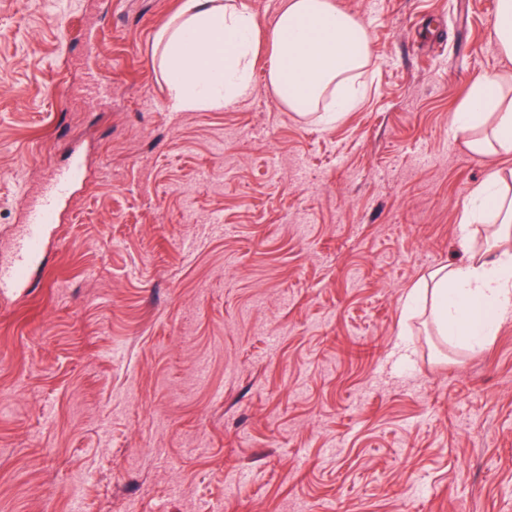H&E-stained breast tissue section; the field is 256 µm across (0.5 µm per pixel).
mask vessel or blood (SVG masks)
I'll return each mask as SVG.
<instances>
[{
    "instance_id": "1",
    "label": "vessel or blood",
    "mask_w": 512,
    "mask_h": 512,
    "mask_svg": "<svg viewBox=\"0 0 512 512\" xmlns=\"http://www.w3.org/2000/svg\"><path fill=\"white\" fill-rule=\"evenodd\" d=\"M81 167V158H74L71 166L57 175L41 197L29 203L23 229L14 239L13 257L9 263L0 264L1 291L30 286L42 255L48 227L53 224L61 204L68 197Z\"/></svg>"
}]
</instances>
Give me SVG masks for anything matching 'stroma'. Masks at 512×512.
Here are the masks:
<instances>
[{"label":"stroma","mask_w":512,"mask_h":512,"mask_svg":"<svg viewBox=\"0 0 512 512\" xmlns=\"http://www.w3.org/2000/svg\"><path fill=\"white\" fill-rule=\"evenodd\" d=\"M370 36L332 124L256 89L169 105L180 0H0V262L80 155L35 287L0 293V512H512V321L409 292L485 250L452 116L512 70L497 0H338ZM492 28L500 54L512 60V0H498Z\"/></svg>","instance_id":"1"}]
</instances>
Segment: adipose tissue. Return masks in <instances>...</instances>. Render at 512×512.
I'll return each instance as SVG.
<instances>
[{
    "mask_svg": "<svg viewBox=\"0 0 512 512\" xmlns=\"http://www.w3.org/2000/svg\"><path fill=\"white\" fill-rule=\"evenodd\" d=\"M274 63L269 83L280 103L307 117L335 122L358 101L370 62L367 30L334 0H285L274 28L261 33L246 0H182L160 27L156 44L172 111L222 110L255 91L252 65L260 40ZM512 85L508 76L481 77L455 113L471 150L512 152ZM490 212L512 223V195L491 170L460 216L461 225ZM432 317L440 336L482 343L512 317V251L493 260L439 268L430 276Z\"/></svg>",
    "mask_w": 512,
    "mask_h": 512,
    "instance_id": "adipose-tissue-1",
    "label": "adipose tissue"
}]
</instances>
